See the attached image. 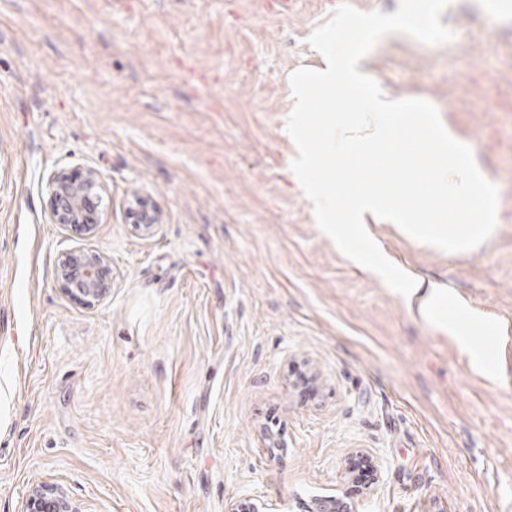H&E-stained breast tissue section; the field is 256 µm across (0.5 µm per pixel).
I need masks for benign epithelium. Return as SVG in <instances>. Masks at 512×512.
I'll use <instances>...</instances> for the list:
<instances>
[{
  "instance_id": "benign-epithelium-1",
  "label": "benign epithelium",
  "mask_w": 512,
  "mask_h": 512,
  "mask_svg": "<svg viewBox=\"0 0 512 512\" xmlns=\"http://www.w3.org/2000/svg\"><path fill=\"white\" fill-rule=\"evenodd\" d=\"M50 197L49 217L55 224L76 225L91 232L98 224L99 183L94 172L85 174L52 173L47 180ZM141 207L131 212L134 224L148 232L157 223L155 210L142 199ZM58 277L64 291L93 304L112 292V273L96 253L74 251L59 263ZM23 512H82L62 485L40 482L26 495Z\"/></svg>"
}]
</instances>
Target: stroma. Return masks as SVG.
<instances>
[{"label":"stroma","mask_w":512,"mask_h":512,"mask_svg":"<svg viewBox=\"0 0 512 512\" xmlns=\"http://www.w3.org/2000/svg\"><path fill=\"white\" fill-rule=\"evenodd\" d=\"M344 1L398 8L0 0V512L41 482L82 512H512V192L465 252L367 219L442 284L422 314L340 253L290 169V75L322 67L307 39ZM441 22L447 43L391 34L364 70L510 174L512 0H450ZM89 170L86 235L52 223L47 178ZM73 250L111 266L105 300L63 291Z\"/></svg>","instance_id":"stroma-1"}]
</instances>
